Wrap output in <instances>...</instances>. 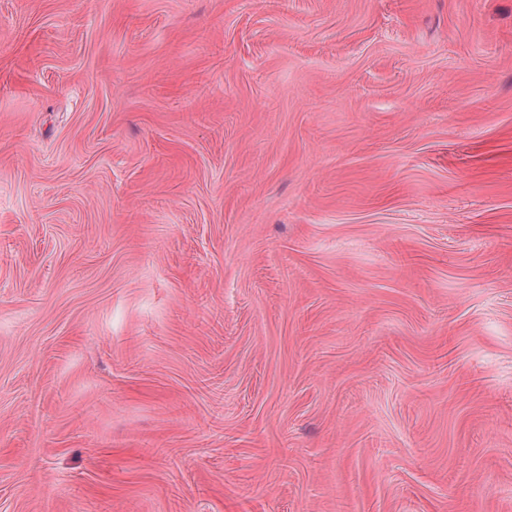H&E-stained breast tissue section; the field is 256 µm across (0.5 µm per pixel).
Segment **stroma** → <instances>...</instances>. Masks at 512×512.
<instances>
[{
	"label": "stroma",
	"instance_id": "obj_1",
	"mask_svg": "<svg viewBox=\"0 0 512 512\" xmlns=\"http://www.w3.org/2000/svg\"><path fill=\"white\" fill-rule=\"evenodd\" d=\"M0 512H512V0H0Z\"/></svg>",
	"mask_w": 512,
	"mask_h": 512
}]
</instances>
